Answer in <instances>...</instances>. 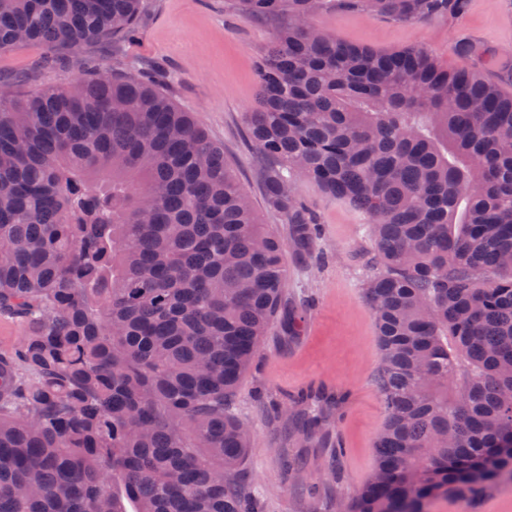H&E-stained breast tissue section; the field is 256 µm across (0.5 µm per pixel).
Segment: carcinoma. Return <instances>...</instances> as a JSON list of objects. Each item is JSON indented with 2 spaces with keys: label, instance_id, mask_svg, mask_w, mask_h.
<instances>
[{
  "label": "carcinoma",
  "instance_id": "1",
  "mask_svg": "<svg viewBox=\"0 0 512 512\" xmlns=\"http://www.w3.org/2000/svg\"><path fill=\"white\" fill-rule=\"evenodd\" d=\"M288 14L245 124L272 159L267 207L308 254L295 177L363 217L385 422L346 512H430L512 482V55L460 37L375 50L315 27L330 0H237ZM459 24L470 0H342ZM142 0H0V51L130 40ZM66 76L0 96V512H258L249 424L228 416L288 286L284 243L219 146L152 79ZM347 397L309 387L288 435L328 444Z\"/></svg>",
  "mask_w": 512,
  "mask_h": 512
}]
</instances>
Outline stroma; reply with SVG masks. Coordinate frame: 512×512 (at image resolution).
I'll use <instances>...</instances> for the list:
<instances>
[{
	"instance_id": "35a3bbf8",
	"label": "stroma",
	"mask_w": 512,
	"mask_h": 512,
	"mask_svg": "<svg viewBox=\"0 0 512 512\" xmlns=\"http://www.w3.org/2000/svg\"><path fill=\"white\" fill-rule=\"evenodd\" d=\"M286 22L282 15L243 17L234 0H144V17L132 41L83 49L107 71L159 69L162 87L223 146L254 208L283 239L288 227L266 205L265 176L273 162L256 151L244 115L255 103L257 60ZM311 22L354 44L432 50L452 70L469 64L449 50L461 36L512 51V0H471L457 27L444 20L399 23L344 8L320 12ZM43 56V48L30 45L0 54V80L21 98L60 82L61 72L44 68ZM295 187L322 228L314 255L285 253V307L304 311V328L301 335H290L287 316H280L226 411L253 427L244 484L265 512H336L337 500L351 497L370 477L374 438L385 420L376 386V326L362 288L377 260L351 206L326 196L308 179L298 178ZM320 384L350 394L334 431L347 454L333 466L314 449L286 444L282 416L273 410L299 388ZM293 456L300 459L301 473L288 467ZM431 512H512V484L478 499H437Z\"/></svg>"
}]
</instances>
